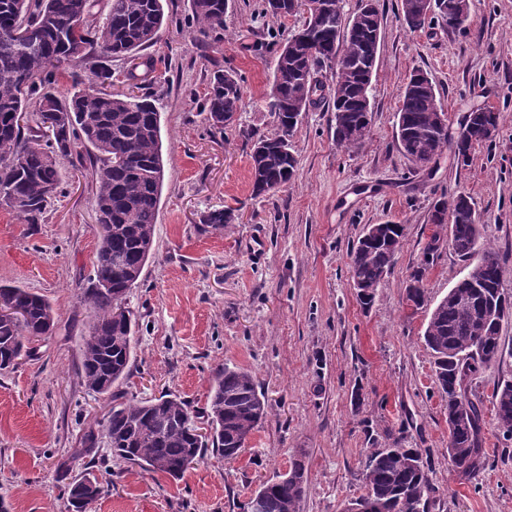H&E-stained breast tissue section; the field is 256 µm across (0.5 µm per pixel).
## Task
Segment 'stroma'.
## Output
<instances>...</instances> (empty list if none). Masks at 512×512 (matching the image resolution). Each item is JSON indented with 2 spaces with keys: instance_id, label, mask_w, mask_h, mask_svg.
I'll return each mask as SVG.
<instances>
[{
  "instance_id": "35a3bbf8",
  "label": "stroma",
  "mask_w": 512,
  "mask_h": 512,
  "mask_svg": "<svg viewBox=\"0 0 512 512\" xmlns=\"http://www.w3.org/2000/svg\"><path fill=\"white\" fill-rule=\"evenodd\" d=\"M164 7L168 24L148 50L164 181L153 249L127 295L134 347L118 389L136 400L170 394L201 414L215 372L231 363L255 377L267 414L237 458L206 451L178 480L121 462L103 440L93 457L77 456L112 403L81 377L84 294L101 237L96 184L71 157L39 223L0 206V284L44 295L55 312L38 356L0 372V498L9 512H71L64 482L82 477L104 487L92 512H244L263 482L298 459L307 470L301 512H342L362 492L374 443L397 437L430 462L432 512H512V438L497 427L493 398L512 380V319L502 323L500 358L470 384L482 401L487 460L469 479L448 462L447 399L423 339L434 307L468 272L445 242L423 261L441 194L472 198L512 293V0H470L473 22L463 31L439 21L410 30L398 0H378L384 22L363 145L338 146L329 107L309 109L291 139L295 179L259 198L246 136L275 126L266 106L271 62L294 22L272 18L264 0H229L223 31L201 41L188 25V0ZM417 68L432 79L451 127L473 109L499 111L498 135L475 146L468 166L447 150L418 172L402 154L396 113ZM218 69L240 76L243 106L214 134L202 104ZM214 209L231 210L232 223L202 224ZM387 220L402 224L403 243L366 307L351 251L367 225ZM420 266L426 299L416 309L406 287Z\"/></svg>"
}]
</instances>
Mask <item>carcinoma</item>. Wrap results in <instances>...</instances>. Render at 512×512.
Wrapping results in <instances>:
<instances>
[{
    "instance_id": "carcinoma-1",
    "label": "carcinoma",
    "mask_w": 512,
    "mask_h": 512,
    "mask_svg": "<svg viewBox=\"0 0 512 512\" xmlns=\"http://www.w3.org/2000/svg\"><path fill=\"white\" fill-rule=\"evenodd\" d=\"M191 25L201 36L224 29L228 0H189ZM276 19L298 17L297 32L288 48L276 52L268 108L276 117L273 132L248 135L251 144L253 195L264 196L292 180L297 159L290 137L302 113L321 102L317 92L323 78L333 85L336 142L359 148L370 124L360 107L376 69L380 22L377 12L360 0L350 15L339 14L335 0H317L328 9L315 18L299 0H265ZM463 0H432L430 13L414 9L416 0H400L404 21L412 30L442 20L450 29L470 25ZM94 0H0V205H6L29 224L38 223L46 204L62 184L61 161L78 145L93 159L97 184L95 207L102 246L86 289L90 310L81 377L88 390L109 394L112 407L102 434L109 435L112 452L123 462L149 473L180 479L211 448L234 459L267 413L265 396L252 374L236 366L217 370L210 389L209 435L199 433L190 405L171 395L147 401L128 399L112 390L129 371L135 322L125 307L138 283L154 242L158 204L164 180L160 111L145 87L153 83L156 61L143 54L167 24L164 0H110L103 21L94 17ZM125 61L128 90L112 93L109 60ZM343 66H336V59ZM91 77L83 79L81 71ZM70 78L72 91H59L60 79ZM437 91L431 79L417 70L410 75L397 111L396 137L416 170L428 167L448 148L457 163L471 162L474 145L490 141L499 130V112L478 108L467 113L455 134L436 120ZM242 106L240 79L233 71L216 70L209 80L203 112L209 129L224 133V119ZM33 109L37 128L19 123ZM471 197L457 192L437 200L430 223L434 230L423 250L430 261L439 249L441 232L453 225L451 248L469 262L468 279L453 298L433 309L424 340L435 355V372L448 396V459L468 478L484 464L481 448L482 409L470 397L466 382L500 355L501 322L488 320L486 306L512 312V294L502 288V262L481 241L480 224ZM381 241L353 248L352 276L361 284L358 296L369 305L391 268L388 253L398 251L400 224H379ZM424 268L412 273L407 299L419 308L425 302ZM20 308L19 317L0 316V371L15 367L23 357L36 355L34 342L55 326L51 303L25 288L0 285V310ZM495 416L503 436L512 437V381L495 391ZM404 438L372 451L362 465L363 493L348 502L344 512H430L434 506L428 460ZM307 482L304 464L297 460L288 474L262 485L256 495L263 512H300ZM72 512H88L102 488L84 477L64 484Z\"/></svg>"
}]
</instances>
